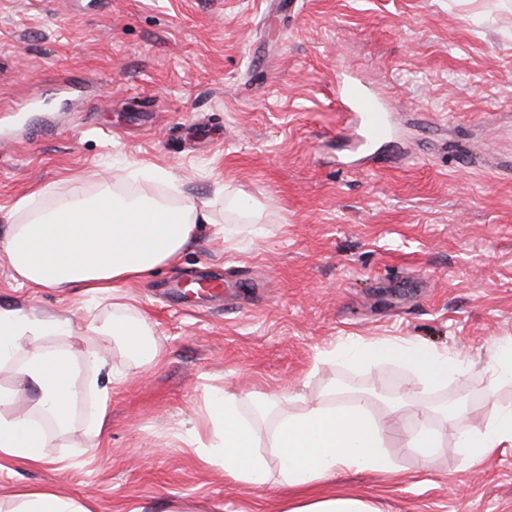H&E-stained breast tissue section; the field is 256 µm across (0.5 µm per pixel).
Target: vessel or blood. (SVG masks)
<instances>
[{"mask_svg": "<svg viewBox=\"0 0 512 512\" xmlns=\"http://www.w3.org/2000/svg\"><path fill=\"white\" fill-rule=\"evenodd\" d=\"M336 95L341 125L355 131L356 145L366 162L384 165L385 157L372 147L391 134V114L385 101L363 81L344 77L336 80Z\"/></svg>", "mask_w": 512, "mask_h": 512, "instance_id": "obj_1", "label": "vessel or blood"}]
</instances>
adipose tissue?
<instances>
[{
    "instance_id": "1",
    "label": "adipose tissue",
    "mask_w": 512,
    "mask_h": 512,
    "mask_svg": "<svg viewBox=\"0 0 512 512\" xmlns=\"http://www.w3.org/2000/svg\"><path fill=\"white\" fill-rule=\"evenodd\" d=\"M208 202L191 198L179 203L148 197L126 198L104 190L75 196L48 212H34L29 200L16 206L0 238L12 277L18 286L75 292L83 300L113 298L109 321L89 324L91 342L115 341L131 354L136 366L155 365L159 350L150 339L147 314L123 302L122 290L142 282L192 240L198 225L209 223ZM72 323L0 307V365L14 364L20 385L39 390L37 416L55 428L73 422L78 358L73 351L39 346L42 336H67ZM356 360H401L432 387L461 373L463 366L435 348L407 340L370 343L349 349ZM211 440L202 448L207 461L220 464L236 482L265 484L270 472L291 491L307 489L342 471L358 470L397 477L399 468L386 450V434L374 420L366 400L343 404H311L279 417L267 435L241 417L235 397L211 396L207 405ZM36 416L0 415V460L27 466L46 464L49 435ZM404 447L414 451L424 470H431L444 446V434L425 411H416L400 429ZM267 440L272 457L257 446ZM463 463L472 466L502 449L512 448V407L500 409L482 428L461 437ZM12 512H90L89 505L46 489H23L14 495Z\"/></svg>"
}]
</instances>
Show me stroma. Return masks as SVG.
<instances>
[{
    "instance_id": "stroma-1",
    "label": "stroma",
    "mask_w": 512,
    "mask_h": 512,
    "mask_svg": "<svg viewBox=\"0 0 512 512\" xmlns=\"http://www.w3.org/2000/svg\"><path fill=\"white\" fill-rule=\"evenodd\" d=\"M340 72L390 100L380 169L344 145ZM145 165L170 180L129 177ZM104 188L206 201L213 221L127 290L159 362L132 368L109 343L128 380L98 436L107 373L81 363L72 428L53 432L48 464L5 463L0 499L43 487L93 512H289L282 487L234 482L198 454L210 395L234 394L264 434L279 414L362 394L383 422L410 393L446 432L434 468L392 429L398 480L350 471L324 491L376 512H512V450L467 468L458 442L512 406L490 365L512 340V0H0V218L23 198L48 209ZM189 268L221 288L181 286ZM0 306L71 319L75 337L42 343L76 351L112 315L108 299L80 311L17 287L1 258ZM386 340L466 368L421 390L399 362L320 357ZM259 394L276 400L262 414Z\"/></svg>"
}]
</instances>
